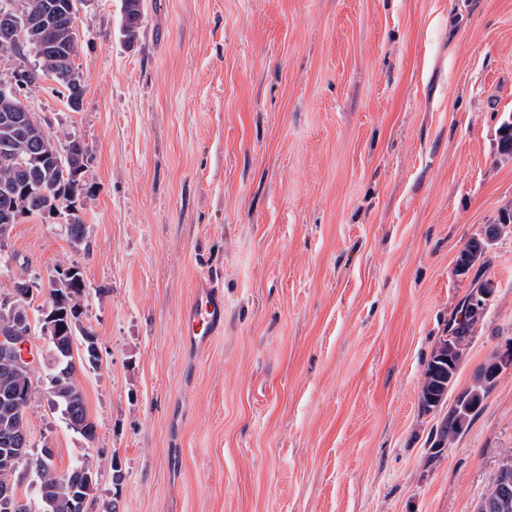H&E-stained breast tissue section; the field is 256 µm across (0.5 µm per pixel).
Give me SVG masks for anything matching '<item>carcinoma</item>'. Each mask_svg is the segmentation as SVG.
I'll return each instance as SVG.
<instances>
[{"label": "carcinoma", "instance_id": "obj_1", "mask_svg": "<svg viewBox=\"0 0 512 512\" xmlns=\"http://www.w3.org/2000/svg\"><path fill=\"white\" fill-rule=\"evenodd\" d=\"M21 14L28 23L21 24L14 39L7 45L0 43V50L11 49L21 53L27 48H46L40 57L39 77L54 80L67 92V101L80 105L83 86L73 66L76 53L77 33L74 26L77 9L73 0H22ZM141 23L140 0H124L122 31L127 42L137 37ZM24 108L18 95H0V216L6 215L13 224L22 214H44L62 204L72 206L78 190L84 184L89 149L82 146L77 152L80 160H67L71 145L60 147L33 116H25L23 124L15 122ZM18 156L29 159L25 169L14 167ZM498 233V227H490L485 238H474L461 252L460 265L473 266L485 254L489 242ZM26 279H11L13 303L9 309L0 308V334L12 329L15 321L26 315L30 290L23 287ZM84 292V280L80 270L73 268L66 281L49 284L51 306L41 327L59 336L54 346L56 368L49 374L47 391L50 403L60 409L68 427L88 440L95 438L96 427L88 416L78 369L67 344L72 331L78 330L82 314L80 296ZM486 306L482 300L473 301L466 295L451 321L448 323L450 340H439L425 370L421 403L425 410L443 402L448 387L453 384L469 338L483 318ZM492 363L483 365L474 383L457 398L439 426L432 431L431 447L443 448L462 434L494 386L490 378ZM32 369L14 365L0 359V398L13 394L17 398L15 411L11 412L0 403V430L11 432L30 431L28 409L34 401ZM21 456V463L36 477L37 512H85L84 502L92 499L97 474L93 460L84 457L65 470L54 464L53 453L43 448L38 453L30 447L18 449L0 442V465ZM476 512H512V461L501 466L495 474L486 496Z\"/></svg>", "mask_w": 512, "mask_h": 512}]
</instances>
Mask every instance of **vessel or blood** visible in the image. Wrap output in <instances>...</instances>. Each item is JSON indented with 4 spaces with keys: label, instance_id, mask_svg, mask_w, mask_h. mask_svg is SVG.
Here are the masks:
<instances>
[{
    "label": "vessel or blood",
    "instance_id": "vessel-or-blood-1",
    "mask_svg": "<svg viewBox=\"0 0 512 512\" xmlns=\"http://www.w3.org/2000/svg\"><path fill=\"white\" fill-rule=\"evenodd\" d=\"M197 292L183 314V329L199 345H207L224 323V292L217 279H199Z\"/></svg>",
    "mask_w": 512,
    "mask_h": 512
}]
</instances>
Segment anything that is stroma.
Here are the masks:
<instances>
[{
    "instance_id": "stroma-1",
    "label": "stroma",
    "mask_w": 512,
    "mask_h": 512,
    "mask_svg": "<svg viewBox=\"0 0 512 512\" xmlns=\"http://www.w3.org/2000/svg\"><path fill=\"white\" fill-rule=\"evenodd\" d=\"M122 7L79 6V109L49 79L19 94L91 153L75 209L0 232V296L41 284L32 450L92 458V512H474L512 457V370L436 455L420 395L470 290L456 259L494 224L449 398L512 339V0H142L131 44ZM72 267L91 441L46 397L47 285ZM206 275L202 348L182 315ZM197 292L183 314V329L200 345L205 346L224 325V291L216 278L197 281Z\"/></svg>"
}]
</instances>
